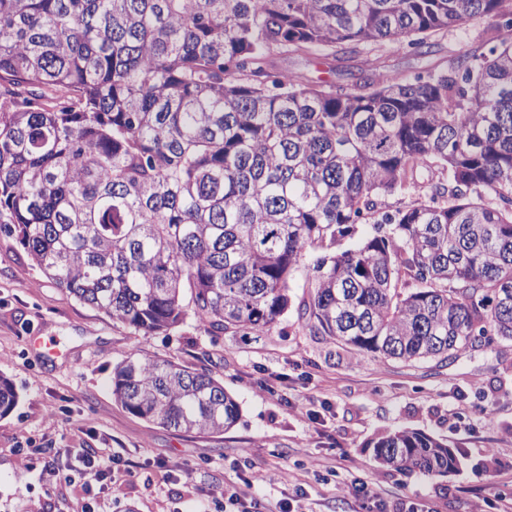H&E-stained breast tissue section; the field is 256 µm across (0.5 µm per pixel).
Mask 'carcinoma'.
I'll list each match as a JSON object with an SVG mask.
<instances>
[{
    "label": "carcinoma",
    "mask_w": 512,
    "mask_h": 512,
    "mask_svg": "<svg viewBox=\"0 0 512 512\" xmlns=\"http://www.w3.org/2000/svg\"><path fill=\"white\" fill-rule=\"evenodd\" d=\"M507 31L445 68L350 90L268 67ZM401 197L397 207L388 204ZM78 301L145 336L188 315L248 336L293 307L314 336L404 362L512 341V0H0V230ZM112 395L183 432L239 403L208 372L129 357ZM17 402L0 376V417ZM382 467L445 476L419 430L369 443Z\"/></svg>",
    "instance_id": "1"
}]
</instances>
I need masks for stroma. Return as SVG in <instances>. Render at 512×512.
<instances>
[{
    "instance_id": "obj_1",
    "label": "stroma",
    "mask_w": 512,
    "mask_h": 512,
    "mask_svg": "<svg viewBox=\"0 0 512 512\" xmlns=\"http://www.w3.org/2000/svg\"><path fill=\"white\" fill-rule=\"evenodd\" d=\"M477 19L432 34L429 57L388 43L314 59L276 54L273 66L310 83L347 88L355 75L411 77L427 64L495 41ZM55 341L44 356L35 338ZM205 369L241 407L221 433H185L131 414L112 396L114 367L130 355ZM19 401L0 418V512H224L251 471L270 512H366L343 491L372 484L387 512H499L512 495V344L454 362L385 361L309 335L288 312L272 330L245 338L210 336L195 317L146 336L58 288L16 235L0 232V374ZM397 429L420 430L459 449L458 471L403 475L379 467L366 443ZM100 456L117 484L91 475L60 480L84 454Z\"/></svg>"
}]
</instances>
